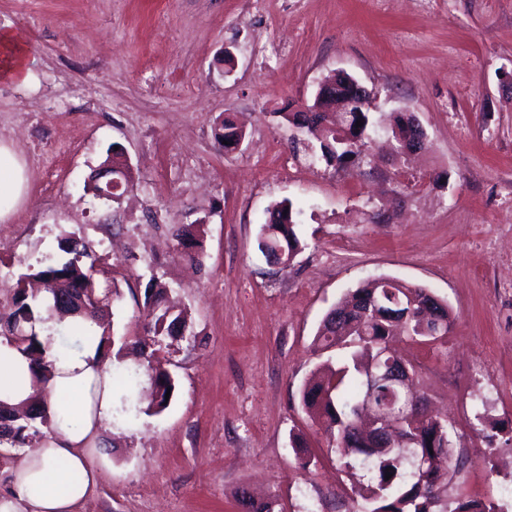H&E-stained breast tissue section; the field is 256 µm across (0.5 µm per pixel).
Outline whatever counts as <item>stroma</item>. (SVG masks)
<instances>
[{
  "label": "stroma",
  "mask_w": 512,
  "mask_h": 512,
  "mask_svg": "<svg viewBox=\"0 0 512 512\" xmlns=\"http://www.w3.org/2000/svg\"><path fill=\"white\" fill-rule=\"evenodd\" d=\"M5 24L31 48L27 79H0V140L30 191L0 223V304L83 238V266L122 294L110 335L154 344L175 384L153 414L143 358L120 360L141 391L118 402L112 466L77 512H240L243 490L276 496V512H340V490L355 507L362 485L337 471L300 391L325 361L326 313L377 277L427 288L454 318L433 344H395L468 459L449 506L512 512V0H0ZM337 70L373 91L376 128L340 164L293 148L281 117ZM394 112L418 118L425 150L392 151ZM228 113L246 132L229 154L214 137ZM115 148L132 173L117 203L85 190ZM283 200L302 244L285 268L257 248ZM188 224L204 231L197 264L169 232ZM154 280L187 311L185 336L154 335L137 305Z\"/></svg>",
  "instance_id": "stroma-1"
}]
</instances>
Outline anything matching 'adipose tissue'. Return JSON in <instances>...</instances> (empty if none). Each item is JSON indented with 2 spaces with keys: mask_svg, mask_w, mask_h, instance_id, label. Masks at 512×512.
Segmentation results:
<instances>
[{
  "mask_svg": "<svg viewBox=\"0 0 512 512\" xmlns=\"http://www.w3.org/2000/svg\"><path fill=\"white\" fill-rule=\"evenodd\" d=\"M28 50L17 31L0 30V77L24 78ZM28 193L24 160L0 143V220L8 219ZM47 358L54 368L42 386L34 380L28 359L0 339V402L21 406L32 395L44 394L52 421L51 433L15 467L10 492L0 497V512H75L107 464L106 454L95 445L112 428L111 359L97 355L90 341L64 353L50 348ZM72 472L79 482L69 480Z\"/></svg>",
  "mask_w": 512,
  "mask_h": 512,
  "instance_id": "ef3b65f1",
  "label": "adipose tissue"
}]
</instances>
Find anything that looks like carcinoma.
Listing matches in <instances>:
<instances>
[{
  "label": "carcinoma",
  "mask_w": 512,
  "mask_h": 512,
  "mask_svg": "<svg viewBox=\"0 0 512 512\" xmlns=\"http://www.w3.org/2000/svg\"><path fill=\"white\" fill-rule=\"evenodd\" d=\"M317 120L307 124L306 132L319 142L322 156L341 160L359 156L368 150V134L372 122L367 112L351 113V122H362L364 136L355 143L336 139V127L328 125V113L319 112ZM245 133L244 124L236 118H225L215 131L219 141L233 142ZM112 201H118L130 183V170L113 161ZM296 214L288 201L276 205L262 225L258 250L267 262L274 260L288 266L301 250ZM172 236L182 247L181 255L192 262L200 261L203 240L186 226L172 227ZM63 251L71 258L63 263L47 264L35 273L19 279L7 305L0 312V338L28 356L38 383H46L53 363L46 360V342L35 331L42 321L39 309L52 311L62 299H83L82 316L98 323V313L109 303L121 298L119 289L98 288L91 275L79 265L88 252L87 244L71 235L63 240ZM166 288H149L144 292L142 307L153 322L155 335L172 336L180 327H188L184 314H175L164 303ZM453 320L445 301L428 289L398 281L388 284L382 279L369 281L350 293L349 299L331 310L323 319L314 339L316 350L348 353L327 378H311L301 391V406L318 422L332 446L343 451L341 466L362 470L370 476L371 485L365 504L359 512H498L492 503L464 501L448 509L447 487L439 483L445 470L461 472L467 459L452 458V440L447 420L425 411H408L404 416L403 441L385 442L378 437L382 425L364 431L358 426L359 406L368 395L367 367L383 364L395 356L390 343L405 336L414 341L435 342L448 335ZM151 381L155 398L150 410L163 412L167 389L174 381L163 371H154ZM396 401L403 405L402 393H394L387 384L374 390L375 405ZM29 418L0 427V445L12 447L26 443L39 433L35 422L51 426L44 397L29 402ZM391 478H386V475ZM240 502L246 512H275L276 501H256L244 490Z\"/></svg>",
  "instance_id": "obj_1"
}]
</instances>
